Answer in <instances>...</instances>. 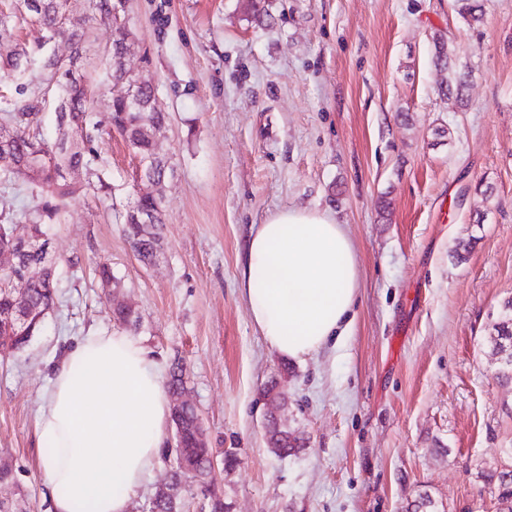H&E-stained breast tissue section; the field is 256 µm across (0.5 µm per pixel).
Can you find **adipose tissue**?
<instances>
[{
    "instance_id": "1",
    "label": "adipose tissue",
    "mask_w": 512,
    "mask_h": 512,
    "mask_svg": "<svg viewBox=\"0 0 512 512\" xmlns=\"http://www.w3.org/2000/svg\"><path fill=\"white\" fill-rule=\"evenodd\" d=\"M240 287L268 346L306 361L352 324L351 239L329 211H275L247 242ZM168 419L161 366L140 340L117 330L84 336L38 410L50 512H129L158 463Z\"/></svg>"
}]
</instances>
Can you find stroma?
I'll return each mask as SVG.
<instances>
[{
    "label": "stroma",
    "mask_w": 512,
    "mask_h": 512,
    "mask_svg": "<svg viewBox=\"0 0 512 512\" xmlns=\"http://www.w3.org/2000/svg\"><path fill=\"white\" fill-rule=\"evenodd\" d=\"M129 31L127 69L155 88L158 140L174 174L162 189L164 249L143 265L123 232L148 183L121 135L98 143L108 191L66 200L50 241L60 302L42 332L0 363V458L49 512L36 413L63 352L113 329L96 275L107 260L116 300L169 369L188 367L212 448L237 449L214 483L231 512H405L428 491L440 512H495L474 466L512 446V386L485 340L512 298V0H484L469 28L455 0H113ZM91 0L80 72L106 81L113 29ZM466 74L468 102L437 92L433 38ZM15 38L34 63L69 47L31 22ZM281 208L330 211L353 243L359 288L336 349L285 363L264 342L239 289L257 224ZM277 381L306 447L281 460L265 439L259 392Z\"/></svg>",
    "instance_id": "obj_1"
}]
</instances>
